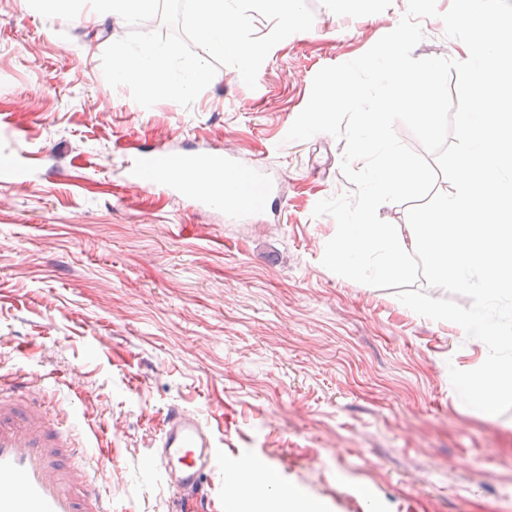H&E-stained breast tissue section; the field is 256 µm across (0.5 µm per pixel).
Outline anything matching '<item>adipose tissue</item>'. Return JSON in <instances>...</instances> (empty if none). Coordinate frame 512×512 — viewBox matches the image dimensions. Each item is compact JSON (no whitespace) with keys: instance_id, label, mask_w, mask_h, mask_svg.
Here are the masks:
<instances>
[{"instance_id":"adipose-tissue-1","label":"adipose tissue","mask_w":512,"mask_h":512,"mask_svg":"<svg viewBox=\"0 0 512 512\" xmlns=\"http://www.w3.org/2000/svg\"><path fill=\"white\" fill-rule=\"evenodd\" d=\"M225 494L245 512H323L318 502L305 500L297 489L280 485L273 472L250 464L230 474Z\"/></svg>"}]
</instances>
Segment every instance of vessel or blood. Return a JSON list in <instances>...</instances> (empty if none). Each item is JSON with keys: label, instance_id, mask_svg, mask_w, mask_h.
Masks as SVG:
<instances>
[{"label": "vessel or blood", "instance_id": "obj_1", "mask_svg": "<svg viewBox=\"0 0 512 512\" xmlns=\"http://www.w3.org/2000/svg\"><path fill=\"white\" fill-rule=\"evenodd\" d=\"M178 169L191 170L193 176L175 181V189L196 201L205 198L198 177L240 170L221 151L172 155L148 150L129 182L161 185L166 174ZM29 390L28 376L0 378V512H112L67 422L51 416ZM215 458L212 435L198 415L169 408L159 460L174 490L175 512H212L211 487L204 476L214 469Z\"/></svg>", "mask_w": 512, "mask_h": 512}]
</instances>
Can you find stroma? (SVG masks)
I'll list each match as a JSON object with an SVG mask.
<instances>
[{"label":"stroma","instance_id":"1","mask_svg":"<svg viewBox=\"0 0 512 512\" xmlns=\"http://www.w3.org/2000/svg\"><path fill=\"white\" fill-rule=\"evenodd\" d=\"M311 30L272 48L248 88L223 67L190 106L143 108L101 56L128 25L44 18L0 0V376L28 375L89 463L110 460L112 512H172L156 458L168 408L198 413L225 475L250 461L324 512H512V412L462 403L450 368L488 350L449 321L325 268L353 190L346 142L285 136L315 74L399 23L407 0H308ZM414 57H466L438 18ZM221 150L269 184L248 212L128 182L139 150Z\"/></svg>","mask_w":512,"mask_h":512}]
</instances>
